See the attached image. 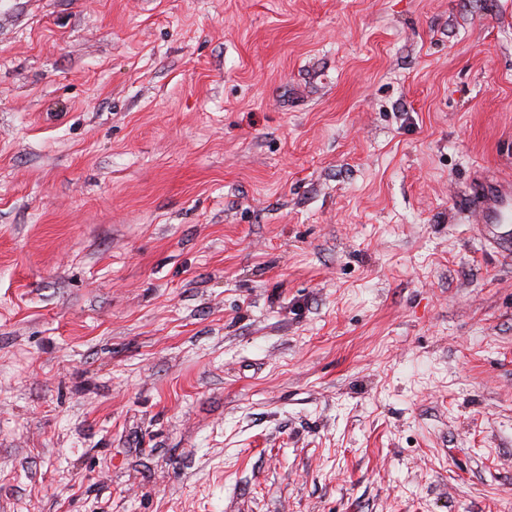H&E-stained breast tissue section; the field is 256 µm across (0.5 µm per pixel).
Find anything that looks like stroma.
I'll return each instance as SVG.
<instances>
[{"instance_id": "stroma-1", "label": "stroma", "mask_w": 512, "mask_h": 512, "mask_svg": "<svg viewBox=\"0 0 512 512\" xmlns=\"http://www.w3.org/2000/svg\"><path fill=\"white\" fill-rule=\"evenodd\" d=\"M512 0H0V512H512ZM477 218L486 227L512 222L511 183L498 185L494 190L477 189Z\"/></svg>"}]
</instances>
